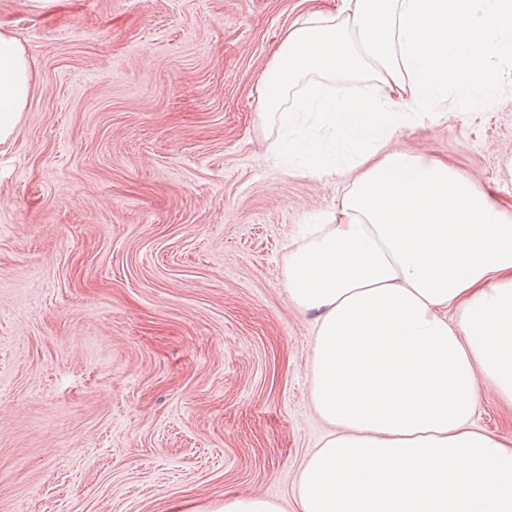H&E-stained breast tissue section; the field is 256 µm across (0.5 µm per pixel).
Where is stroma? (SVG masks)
Here are the masks:
<instances>
[{
  "instance_id": "stroma-1",
  "label": "stroma",
  "mask_w": 512,
  "mask_h": 512,
  "mask_svg": "<svg viewBox=\"0 0 512 512\" xmlns=\"http://www.w3.org/2000/svg\"><path fill=\"white\" fill-rule=\"evenodd\" d=\"M324 14L340 0H318ZM308 0H0L32 94L0 143V512H297L329 433L285 291L355 177L289 174L258 82ZM404 129L512 214V58ZM475 428L512 440L479 378ZM217 512H284L281 505L269 498L255 494H241L224 499Z\"/></svg>"
}]
</instances>
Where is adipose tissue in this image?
<instances>
[{
	"label": "adipose tissue",
	"instance_id": "ef3b65f1",
	"mask_svg": "<svg viewBox=\"0 0 512 512\" xmlns=\"http://www.w3.org/2000/svg\"><path fill=\"white\" fill-rule=\"evenodd\" d=\"M341 2L338 18L288 28L261 79L288 172H357L335 224L288 260V299L315 316L311 397L331 427L301 468L298 510L512 512V441L471 424L478 376L512 399V215L459 169L388 149L449 89L492 98L473 72L512 46V0ZM31 74L0 32V142ZM361 75L374 94L325 90ZM310 121L322 134L296 135Z\"/></svg>",
	"mask_w": 512,
	"mask_h": 512
}]
</instances>
